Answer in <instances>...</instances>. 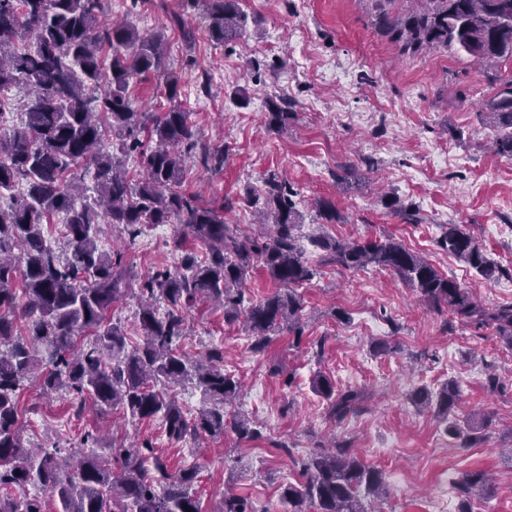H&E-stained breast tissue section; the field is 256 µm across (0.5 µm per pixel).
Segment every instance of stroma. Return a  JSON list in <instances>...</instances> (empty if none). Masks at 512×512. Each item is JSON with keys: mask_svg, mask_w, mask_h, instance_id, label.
Instances as JSON below:
<instances>
[{"mask_svg": "<svg viewBox=\"0 0 512 512\" xmlns=\"http://www.w3.org/2000/svg\"><path fill=\"white\" fill-rule=\"evenodd\" d=\"M103 3L105 22L130 21L145 36L164 32L166 66L181 78L179 101L199 142L226 151L218 172L189 157L192 190L216 202L237 199L226 219L249 231L254 211L242 202L246 192H263L270 174L285 176L302 215L298 243L317 274L300 290L302 335L281 331L259 353L243 321L225 322L223 309L201 301L188 315L184 350H222L225 370L242 383L234 408L260 438L228 432L175 441L160 420L116 410L101 417L71 397L46 400L31 385L19 397L26 439L60 449L71 462L86 455L81 439L94 428L103 435L102 455L113 444L148 439L169 472L197 469L203 512H218L229 487L258 512H285L280 484L298 477V458L334 437L385 475L382 500L365 501L369 512H423L428 502L457 512L452 484L474 470L488 474L492 489L473 502L474 512H512V348L494 327L429 308L390 271L320 264L310 244L318 236H390L485 307L512 304V160L493 153L494 132L481 116L493 92L487 68L452 48L401 55L373 27L370 0H241L244 43L231 49L209 41L203 9L175 25L180 0H144L135 9L130 0ZM184 26L194 42L183 40ZM240 88L248 105L233 100ZM270 98L288 103V120L277 130L268 126ZM390 196L400 211L387 207ZM317 198L335 206L336 223H319ZM449 224L475 238L500 268L498 280H485L438 246ZM97 229L99 247L125 249L141 277L177 266L186 247L174 217L164 235L144 231L129 248L111 225ZM382 343L387 351H379ZM319 373L337 388L369 391L363 410L339 424L329 420L311 390ZM451 378L460 387L458 415L484 421L468 448L413 399L418 388L435 391Z\"/></svg>", "mask_w": 512, "mask_h": 512, "instance_id": "obj_1", "label": "stroma"}]
</instances>
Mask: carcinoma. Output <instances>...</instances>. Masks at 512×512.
<instances>
[{
    "label": "carcinoma",
    "mask_w": 512,
    "mask_h": 512,
    "mask_svg": "<svg viewBox=\"0 0 512 512\" xmlns=\"http://www.w3.org/2000/svg\"><path fill=\"white\" fill-rule=\"evenodd\" d=\"M373 0L372 25L399 47L402 55L444 47L465 52L480 63L512 61V0ZM185 10L203 6L209 40L229 45L243 37L239 0H181ZM101 0H0V90L20 86L21 126L0 134V191H22L0 207V512H46L43 497L14 491L37 488L59 504L57 512H202L194 485L198 472H167L164 462L143 442L115 449L120 471L91 455L75 473L56 448L24 443L19 395L28 380L42 394L90 398L97 410L122 408L131 418H159L174 440L221 437L230 430L241 438L261 437L248 419L228 411L240 383L224 370L222 351L191 359L177 342L187 335L188 310L204 299L224 307V320L246 315L260 352L271 335L288 329L302 334L301 296L296 287L317 274L296 242L301 223L296 193L283 177L265 180L257 214L268 230L245 234L226 221L229 198L217 205L184 188L186 159L198 152L213 170L224 167V152L198 143L191 113L181 108V77L166 70L164 35L144 36L128 23L101 21ZM149 74L164 80L166 112L133 108L130 84ZM496 131L495 153L512 159V79L495 87L483 104ZM288 113L268 102V125H285ZM119 138L116 156L104 148L109 134ZM136 158L140 177L132 181L123 158ZM93 170L96 197L81 200L83 187L72 172ZM62 214L67 249L47 244L44 224ZM133 241L145 224H166L176 216L185 237L205 248L184 250L180 268H162L135 281L121 252L98 247L92 233L99 217ZM311 244L325 261L348 270L381 266L415 288L429 307L448 306L462 322L495 325L512 345V305L488 311L460 284L391 237L341 241L316 237ZM440 247L481 276L497 272L476 240L456 225L442 233ZM259 262L280 285L279 291L244 306L241 285ZM126 297L139 300L142 345L130 348L122 326L108 319ZM166 304L158 311L157 301ZM186 381L201 389L204 406L187 417L168 390ZM326 402L330 419L341 423L363 409L359 390L339 391L326 375L312 381ZM414 401L445 423V432L465 447L478 426L455 414L459 387L450 379L433 392L425 387ZM382 471L365 465L345 440L300 459L299 479L280 486L287 512H367L363 500L381 493ZM457 512L489 495L483 471L454 484ZM220 512H255L245 496L224 493Z\"/></svg>",
    "instance_id": "carcinoma-1"
}]
</instances>
